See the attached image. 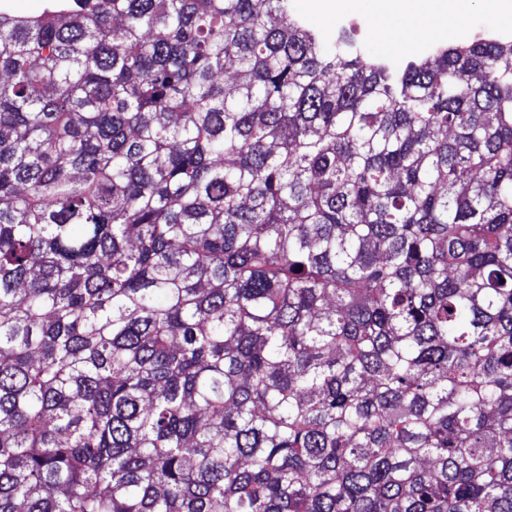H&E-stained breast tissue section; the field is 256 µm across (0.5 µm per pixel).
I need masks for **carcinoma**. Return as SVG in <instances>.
<instances>
[{"label":"carcinoma","instance_id":"cac0c4a2","mask_svg":"<svg viewBox=\"0 0 512 512\" xmlns=\"http://www.w3.org/2000/svg\"><path fill=\"white\" fill-rule=\"evenodd\" d=\"M0 512H512V44L0 7Z\"/></svg>","mask_w":512,"mask_h":512}]
</instances>
